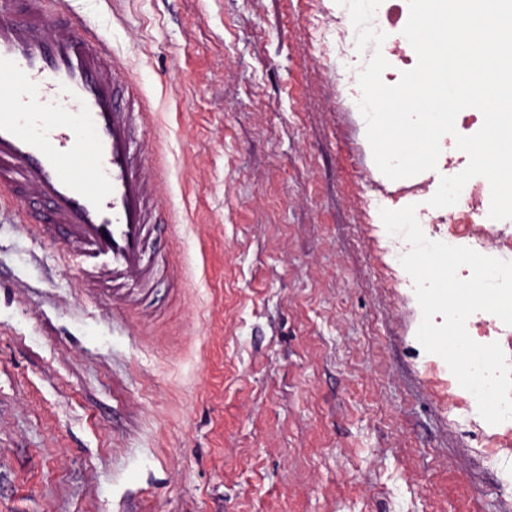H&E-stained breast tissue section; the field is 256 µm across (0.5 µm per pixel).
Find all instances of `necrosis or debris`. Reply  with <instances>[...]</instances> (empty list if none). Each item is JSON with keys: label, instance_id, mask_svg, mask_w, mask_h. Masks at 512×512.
Returning <instances> with one entry per match:
<instances>
[{"label": "necrosis or debris", "instance_id": "1", "mask_svg": "<svg viewBox=\"0 0 512 512\" xmlns=\"http://www.w3.org/2000/svg\"><path fill=\"white\" fill-rule=\"evenodd\" d=\"M408 16V0H382L375 14V27L386 35L381 49H378L389 63L382 79L390 85L397 83L402 73L412 69L417 61L414 49L403 34ZM324 17L336 45V58L347 79L348 106L357 109L361 98L358 73L378 50L370 46L358 49L356 30L346 7L337 6L335 11L325 12ZM443 142L436 170L420 173L418 185L398 189V196L407 197L409 203L415 204L417 218L428 239L512 260V222L489 218L490 185L485 178L476 177L468 181L455 205L445 208L430 206L429 200L438 188L441 175H456L468 162L467 155L457 149L453 136H444ZM466 327L471 338L478 343L505 342L504 353L512 363V326L504 324L493 314L480 311L469 317ZM460 407L468 421L484 427L488 445L483 454L486 460L499 466L504 480L512 483V458L507 455L508 449L512 448V419L497 425L485 424L478 412L477 401L471 395L461 401Z\"/></svg>", "mask_w": 512, "mask_h": 512}]
</instances>
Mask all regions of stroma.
<instances>
[{
  "label": "stroma",
  "mask_w": 512,
  "mask_h": 512,
  "mask_svg": "<svg viewBox=\"0 0 512 512\" xmlns=\"http://www.w3.org/2000/svg\"><path fill=\"white\" fill-rule=\"evenodd\" d=\"M327 0H49L149 125V292L116 322L0 201V512H512L383 250Z\"/></svg>",
  "instance_id": "1"
}]
</instances>
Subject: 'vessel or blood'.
Here are the masks:
<instances>
[{
  "label": "vessel or blood",
  "instance_id": "b4317fda",
  "mask_svg": "<svg viewBox=\"0 0 512 512\" xmlns=\"http://www.w3.org/2000/svg\"><path fill=\"white\" fill-rule=\"evenodd\" d=\"M44 3L0 0V187L47 204L29 212V223L63 239L96 281V299L120 311L163 267L146 252L155 226L136 115L114 100L106 41L88 42L79 24L48 16ZM20 99L28 102L25 124L15 110ZM76 112L93 119L87 151L70 120Z\"/></svg>",
  "mask_w": 512,
  "mask_h": 512
}]
</instances>
